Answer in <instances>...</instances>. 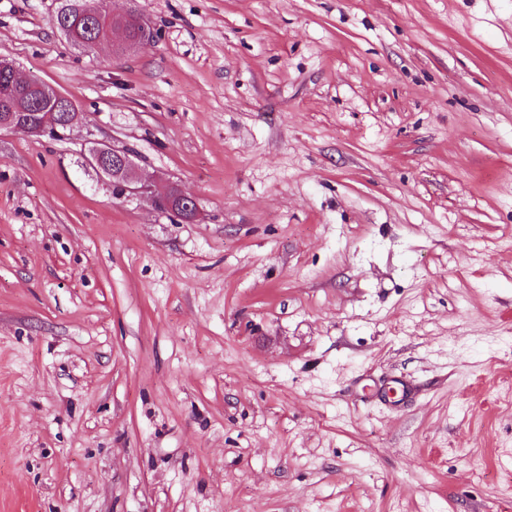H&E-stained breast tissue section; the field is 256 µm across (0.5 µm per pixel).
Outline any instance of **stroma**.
I'll return each mask as SVG.
<instances>
[{
  "instance_id": "stroma-1",
  "label": "stroma",
  "mask_w": 512,
  "mask_h": 512,
  "mask_svg": "<svg viewBox=\"0 0 512 512\" xmlns=\"http://www.w3.org/2000/svg\"><path fill=\"white\" fill-rule=\"evenodd\" d=\"M59 5L0 0L80 112L0 132V512H512V0ZM73 18L74 19H72L70 17L68 22H64L62 29L67 34L68 38L71 41L73 40V41H76L77 43H81L86 46L94 45L103 36L104 33L108 35V34H110V32L112 30L111 26L110 27L105 26L104 28L101 29V31L99 33V30H100L99 23L97 21H93L92 28L87 30L88 39L90 40L94 37H97L98 33H99V36L97 39L88 41L86 38L81 36L80 32H81V27H82L83 23L86 22L88 25H90V22L86 21L84 19V13L81 11V9H78L73 14ZM84 162L101 175L112 180L114 185L120 186L124 193L147 191L149 189L145 185L137 186L139 182L136 178L135 166L131 154L126 153L125 149H116L111 145L98 143L84 154ZM116 169H131L132 174L124 182L115 183L113 171ZM155 204L156 206H161L164 210L172 212L179 218L185 217L186 213H192L194 217L197 215L195 199L182 192H177L173 197L169 196L166 192L161 193L156 196Z\"/></svg>"
}]
</instances>
